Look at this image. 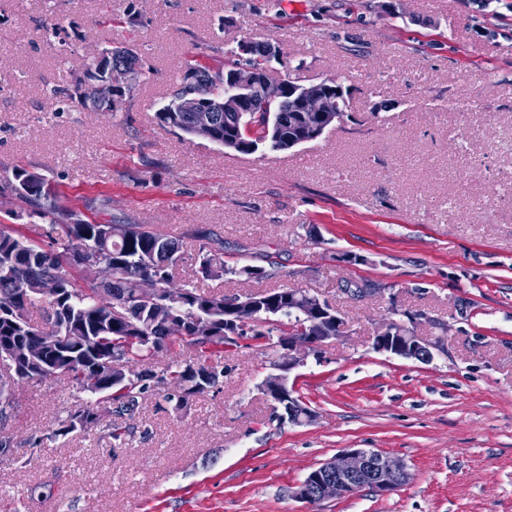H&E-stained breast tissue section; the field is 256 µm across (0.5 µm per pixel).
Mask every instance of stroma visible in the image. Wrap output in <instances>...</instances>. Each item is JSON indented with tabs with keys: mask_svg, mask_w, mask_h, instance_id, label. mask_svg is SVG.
Segmentation results:
<instances>
[{
	"mask_svg": "<svg viewBox=\"0 0 512 512\" xmlns=\"http://www.w3.org/2000/svg\"><path fill=\"white\" fill-rule=\"evenodd\" d=\"M245 39L278 45L273 78L340 83L342 120L247 156L157 123L186 60L231 66ZM117 46L145 76L117 111L81 106L86 63ZM16 167L85 220L182 238L174 284L295 287L343 324L290 374L301 425L261 393L272 351L248 336L212 355L224 376L187 407L151 394L84 433L53 431L91 392L64 374L15 380L0 512H512V0H0V173ZM201 226L227 264L266 277L196 279ZM399 311L424 313L429 339L447 325L446 351H374ZM347 448L398 456L411 478L314 508L295 497Z\"/></svg>",
	"mask_w": 512,
	"mask_h": 512,
	"instance_id": "1",
	"label": "stroma"
}]
</instances>
